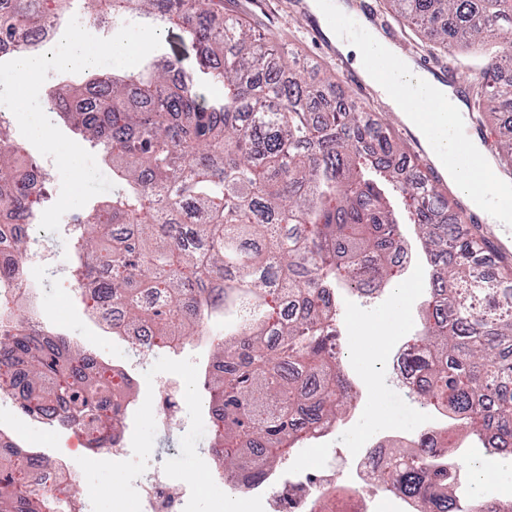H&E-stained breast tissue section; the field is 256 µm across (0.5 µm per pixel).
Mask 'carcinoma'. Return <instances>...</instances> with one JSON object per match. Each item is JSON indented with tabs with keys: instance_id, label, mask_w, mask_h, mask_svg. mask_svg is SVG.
Segmentation results:
<instances>
[{
	"instance_id": "carcinoma-1",
	"label": "carcinoma",
	"mask_w": 512,
	"mask_h": 512,
	"mask_svg": "<svg viewBox=\"0 0 512 512\" xmlns=\"http://www.w3.org/2000/svg\"><path fill=\"white\" fill-rule=\"evenodd\" d=\"M76 0H0V47L37 46L23 35L52 5ZM90 16L176 27L195 63L155 60L92 87L54 91L51 102L112 163V199L86 219L76 265L94 308L122 305L126 329L157 348L209 333L205 399L218 467L259 481L321 425L335 426L358 391L338 367L332 342L340 286L383 291L400 274L404 224L416 227L433 266L413 361L427 379L411 390L448 408L461 430L512 455V278L482 274L495 251L476 222L450 203L390 131L353 101L322 103L321 87L272 73L277 50L223 19L224 0H82ZM443 50L480 47L477 121L500 118L494 147L512 166V0H380ZM19 144L0 151V223L30 224L41 203L16 172ZM21 391L32 415L58 408L60 425L122 415L132 384L65 336L31 326L0 334V392ZM37 458L15 449L0 462V512H67L53 492L24 477ZM375 478L414 499L418 512H484L445 489L448 472L426 455L394 451Z\"/></svg>"
}]
</instances>
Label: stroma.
Masks as SVG:
<instances>
[{
  "mask_svg": "<svg viewBox=\"0 0 512 512\" xmlns=\"http://www.w3.org/2000/svg\"><path fill=\"white\" fill-rule=\"evenodd\" d=\"M289 0H224L225 15L237 18L263 40L292 52L304 67L306 77L314 81L334 80L342 98L362 97L373 112L388 122L395 135L403 139L415 164H422L418 145L406 132L405 125L382 97L359 94L346 77L350 59L333 47L318 44L304 22L294 18ZM28 244L44 243L55 250L59 261L40 264L36 269L38 289L34 304L44 317L63 313L62 332L83 342L99 360L125 369L131 376L134 391L142 405H149L155 392L164 384L175 383L183 401L180 421L162 425L150 414H130L125 434L123 455L86 448L82 436L74 430L49 432L44 424L34 422L10 402L0 400V426H11L28 447L43 453L69 459L77 473L79 486L101 487L105 493L90 500L86 512H112V494H136L140 480L154 470H161L175 493L185 500L186 512H264L262 505L246 501L219 477L209 454L212 423L204 413L196 395L194 373L209 356L204 337L191 336L179 351H159L145 362H137L126 340L103 332L87 313L86 299L74 286L75 277L64 262L74 250V234L70 216H63L58 232L39 229L30 232ZM429 284V265L419 262L411 266L401 282L400 305H393L391 295L366 298L357 294L343 295L341 311L347 312V362L345 370L355 380L362 396L350 420L333 431L327 440L330 449L347 450L365 447L384 436L390 425H399L409 433L418 432L425 408L400 389L392 374L370 383L361 371V363L374 360L387 364L390 339L409 336L418 328V311L423 301L422 288Z\"/></svg>",
  "mask_w": 512,
  "mask_h": 512,
  "instance_id": "35a3bbf8",
  "label": "stroma"
}]
</instances>
